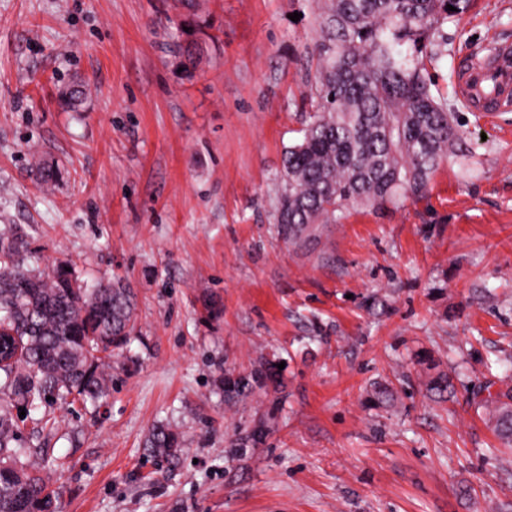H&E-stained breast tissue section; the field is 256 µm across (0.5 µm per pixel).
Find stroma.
I'll return each instance as SVG.
<instances>
[{"instance_id":"35a3bbf8","label":"stroma","mask_w":512,"mask_h":512,"mask_svg":"<svg viewBox=\"0 0 512 512\" xmlns=\"http://www.w3.org/2000/svg\"><path fill=\"white\" fill-rule=\"evenodd\" d=\"M314 27L309 0H0V224L136 297L104 403L49 407L28 457L61 512H512V448L477 397L512 391V112L457 93L467 55L512 43V0L433 36L470 169L449 159L423 196L291 239L273 206ZM263 363L272 378L228 399L220 375ZM156 424L180 434L177 466L148 455Z\"/></svg>"}]
</instances>
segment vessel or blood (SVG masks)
Listing matches in <instances>:
<instances>
[{
	"label": "vessel or blood",
	"instance_id": "vessel-or-blood-1",
	"mask_svg": "<svg viewBox=\"0 0 512 512\" xmlns=\"http://www.w3.org/2000/svg\"><path fill=\"white\" fill-rule=\"evenodd\" d=\"M463 100L479 112H512V45L470 55L458 79Z\"/></svg>",
	"mask_w": 512,
	"mask_h": 512
}]
</instances>
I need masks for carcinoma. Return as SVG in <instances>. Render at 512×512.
Wrapping results in <instances>:
<instances>
[{
    "label": "carcinoma",
    "instance_id": "carcinoma-1",
    "mask_svg": "<svg viewBox=\"0 0 512 512\" xmlns=\"http://www.w3.org/2000/svg\"><path fill=\"white\" fill-rule=\"evenodd\" d=\"M472 0H316V59L302 138L285 150L275 194V221L297 237L314 224H334L348 206H383L423 195L433 172L463 141L447 103L431 90L432 37ZM455 7L450 11L447 6ZM89 85L75 79L62 103L78 109ZM70 263L33 260L18 224L0 231V343L20 348L0 365V512H59L48 478L28 468L21 424L58 402L96 405L106 396L112 352L133 330L134 295L118 281L84 285ZM267 371L227 376L224 392L242 395ZM498 408L496 430L512 442V405L484 388ZM148 454L169 465L180 435L163 426L146 440Z\"/></svg>",
    "mask_w": 512,
    "mask_h": 512
}]
</instances>
